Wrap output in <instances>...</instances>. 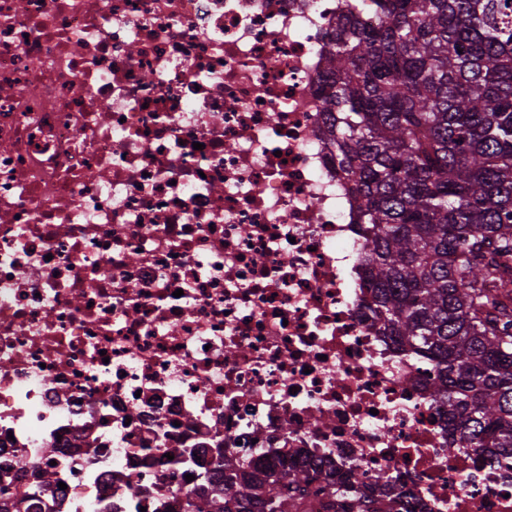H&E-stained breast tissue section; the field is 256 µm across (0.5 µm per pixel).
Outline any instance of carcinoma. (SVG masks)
I'll list each match as a JSON object with an SVG mask.
<instances>
[{
    "label": "carcinoma",
    "mask_w": 512,
    "mask_h": 512,
    "mask_svg": "<svg viewBox=\"0 0 512 512\" xmlns=\"http://www.w3.org/2000/svg\"><path fill=\"white\" fill-rule=\"evenodd\" d=\"M325 132L363 225L368 308L431 360L462 440L512 460V0H346ZM189 512H396L397 492L226 457Z\"/></svg>",
    "instance_id": "1"
}]
</instances>
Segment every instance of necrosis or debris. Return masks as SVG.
I'll return each mask as SVG.
<instances>
[{"instance_id":"obj_1","label":"necrosis or debris","mask_w":512,"mask_h":512,"mask_svg":"<svg viewBox=\"0 0 512 512\" xmlns=\"http://www.w3.org/2000/svg\"><path fill=\"white\" fill-rule=\"evenodd\" d=\"M343 4L0 0V486L188 512L224 452L512 512V469L449 449L431 365L363 306L322 134Z\"/></svg>"}]
</instances>
